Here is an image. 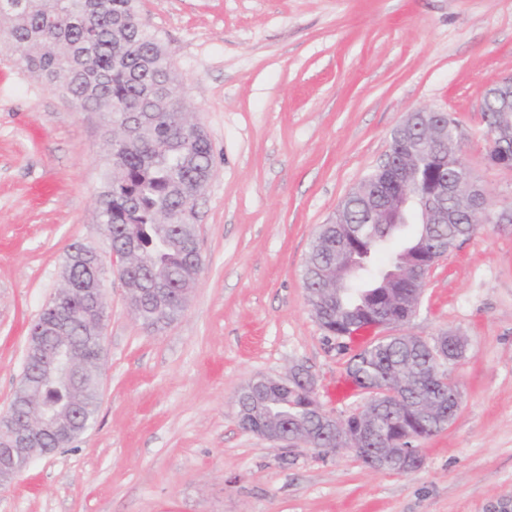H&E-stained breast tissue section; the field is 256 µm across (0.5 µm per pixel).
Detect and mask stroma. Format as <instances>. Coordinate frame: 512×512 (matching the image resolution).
Segmentation results:
<instances>
[{
  "label": "stroma",
  "mask_w": 512,
  "mask_h": 512,
  "mask_svg": "<svg viewBox=\"0 0 512 512\" xmlns=\"http://www.w3.org/2000/svg\"><path fill=\"white\" fill-rule=\"evenodd\" d=\"M212 143L193 203L203 269L162 331L106 274L95 425L0 484V512H512V171L484 160L479 103L512 75V0H140ZM460 121L462 151L501 223L430 271L416 315L389 327L460 336L462 405L419 441L409 474L353 453L285 448L244 430L235 400L295 366L326 411L366 396L313 317L303 267L320 224L384 159L410 110ZM103 114L77 109L0 48V413L31 322L75 243L102 245Z\"/></svg>",
  "instance_id": "35a3bbf8"
}]
</instances>
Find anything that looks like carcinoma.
I'll use <instances>...</instances> for the list:
<instances>
[{"mask_svg": "<svg viewBox=\"0 0 512 512\" xmlns=\"http://www.w3.org/2000/svg\"><path fill=\"white\" fill-rule=\"evenodd\" d=\"M0 45L16 52L17 65L62 90L82 110L100 112L109 129V169L96 203L107 243L101 260L112 257L126 276L129 304L140 311L139 322L159 331L186 309L189 291L203 266L196 227L177 215L206 189L213 175L211 140L187 112L185 98L168 52L156 32L142 24L136 0H0ZM448 132L454 135L448 176L463 173L462 133L453 115ZM459 213L455 224H420L416 233L395 250L387 266L374 263L386 242L364 234L361 209H350L349 223L322 224L306 258L303 282L306 298L320 326L337 347L361 330L376 328L378 300L400 298L393 311L397 325L408 322L411 301L419 298L430 267L416 276L389 275L409 264L416 244L427 238L440 248L468 238L479 227L477 211L463 200H448ZM346 239L356 256L364 258L358 277L330 288L315 270L336 279V244ZM51 304L69 317L63 363L79 375L75 386L59 375H40L36 396H14L12 404L27 415L42 417L76 407L96 419L100 405L98 373L104 360L100 317L85 297L57 291ZM433 352L419 336H386L362 347L346 362V375L361 389L381 391L373 404L352 413L376 429L369 446L386 456L395 429L428 411L430 423L420 435L428 438L448 425L441 409L457 386L452 376L432 373ZM394 391L406 399L400 408L382 401ZM306 391L299 381L268 379L249 383L238 396V421L260 430L276 429L286 441L311 448H338L322 436L320 420L305 408Z\"/></svg>", "mask_w": 512, "mask_h": 512, "instance_id": "carcinoma-1", "label": "carcinoma"}]
</instances>
